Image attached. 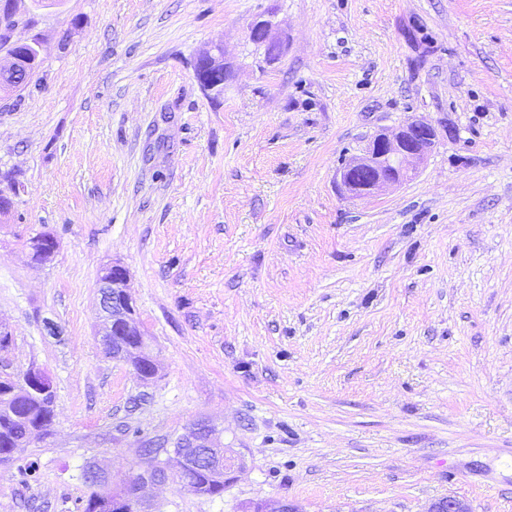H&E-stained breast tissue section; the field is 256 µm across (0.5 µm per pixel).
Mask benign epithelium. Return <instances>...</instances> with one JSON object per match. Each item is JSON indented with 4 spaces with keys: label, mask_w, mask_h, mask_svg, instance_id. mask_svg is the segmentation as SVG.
I'll return each mask as SVG.
<instances>
[{
    "label": "benign epithelium",
    "mask_w": 512,
    "mask_h": 512,
    "mask_svg": "<svg viewBox=\"0 0 512 512\" xmlns=\"http://www.w3.org/2000/svg\"><path fill=\"white\" fill-rule=\"evenodd\" d=\"M250 42L264 51L272 61L283 52V42L269 19H255L248 28ZM198 61L207 69L208 79L203 81L204 89L214 95L224 91L230 71L224 62L223 46L216 43L203 50ZM12 74L14 85L28 83L27 73L19 70L12 56L0 59V74ZM439 137L438 128L419 118L412 117L395 131L380 130L369 141L364 153L355 157L336 172V182L344 194L352 199L374 195L387 186H397L407 181L433 150ZM26 247L30 257L37 263H47L55 255L57 240L53 233L42 231L28 238ZM129 273L118 262L104 265L99 272L97 285L100 302L96 335L105 352L112 358L125 361L133 366L144 382L157 375V367L150 355L149 343L137 314L136 305L127 291ZM20 389L25 395L43 400L53 393L48 374L32 366L22 374ZM183 448H208L209 468L222 474L229 481L228 474L236 468L226 451L213 442L212 427L201 423L188 435L179 440ZM198 466L195 457L173 449V456L164 460H149L141 467L121 490L112 494V507L117 512H139L145 502L147 487L169 480L172 474L183 476L190 468ZM427 512H471L469 504L454 497H445L434 502Z\"/></svg>",
    "instance_id": "1"
}]
</instances>
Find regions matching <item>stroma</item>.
<instances>
[{"label": "stroma", "mask_w": 512, "mask_h": 512, "mask_svg": "<svg viewBox=\"0 0 512 512\" xmlns=\"http://www.w3.org/2000/svg\"><path fill=\"white\" fill-rule=\"evenodd\" d=\"M17 20L43 53L0 97V359L56 403L0 466V512H76L84 467L120 488L201 420L241 469L216 497L154 487L148 512H512V0H21ZM213 43L217 98L194 72ZM414 115L457 135L342 196L341 163ZM112 260L148 383L95 334ZM248 38L252 44L264 51L269 61L277 59L283 52V42L270 19L253 20L248 28ZM205 69L209 78L203 81L204 89L212 94L220 95L224 91V83L227 81L230 71L224 62V49L221 44H213L203 50L197 57ZM26 247L33 261L37 263H47L56 253L57 240L55 235L50 231H42L30 236ZM23 381L19 389L25 395L43 400L53 395V385L48 374L40 367L31 366L22 374Z\"/></svg>", "instance_id": "1"}]
</instances>
